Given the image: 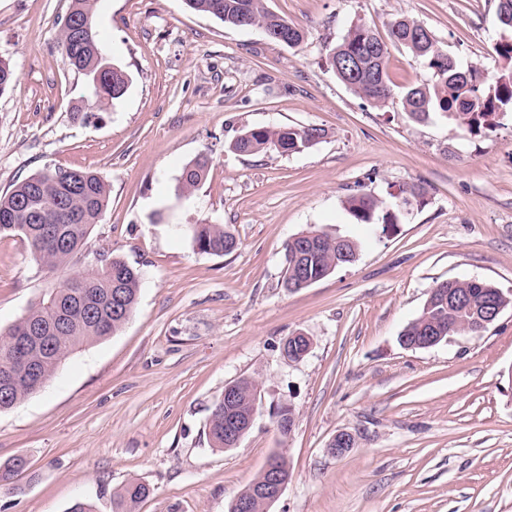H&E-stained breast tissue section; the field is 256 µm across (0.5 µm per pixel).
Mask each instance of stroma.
<instances>
[{
    "mask_svg": "<svg viewBox=\"0 0 512 512\" xmlns=\"http://www.w3.org/2000/svg\"><path fill=\"white\" fill-rule=\"evenodd\" d=\"M71 0H0V57L16 72L0 95V194L54 166L109 187L85 248L123 257L144 280L130 319L84 345L43 391L0 413V512H112L128 481L138 512H228L276 451L292 478L269 512H512V306L480 335L409 349L401 330L437 283L479 278L512 295V121L478 135L444 117L373 105L326 61L356 24L386 35L423 23L462 65L512 71L496 0H266L302 28L290 47L231 27L183 0H96L94 24L128 75L124 96L91 110L87 79L57 34ZM317 126L316 145L240 154L243 130ZM210 160L189 195L185 165ZM425 203L390 233L354 223L347 197L405 185ZM221 224L228 255L199 252L185 228ZM357 239V260L296 292L282 288L283 245L307 231ZM64 273L41 270L25 241L0 236V332ZM312 340L283 358L295 333ZM261 391L250 431L229 450L207 423L227 384ZM293 410L281 436L275 413ZM353 433L345 455L337 432ZM149 488L140 482L131 481L112 495L113 512H136L139 503L148 497Z\"/></svg>",
    "mask_w": 512,
    "mask_h": 512,
    "instance_id": "obj_1",
    "label": "stroma"
}]
</instances>
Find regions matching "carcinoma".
I'll list each match as a JSON object with an SVG mask.
<instances>
[{
	"instance_id": "1",
	"label": "carcinoma",
	"mask_w": 512,
	"mask_h": 512,
	"mask_svg": "<svg viewBox=\"0 0 512 512\" xmlns=\"http://www.w3.org/2000/svg\"><path fill=\"white\" fill-rule=\"evenodd\" d=\"M95 0H72L61 24L58 44L69 65L92 83L95 101L91 108L102 110L121 98L128 87L124 70L100 73L105 56L93 25ZM195 12L213 16L235 27H259L279 43L295 46L303 32L287 19L273 13L264 0H185ZM496 18L512 28V0H498ZM406 48L412 58L430 72L429 80L409 87L400 105L417 121L440 113L467 125L472 130L492 127L495 119L512 115V74L494 82L475 66L461 67L443 50L423 24L396 19L388 35L380 37L364 25L351 27L341 41L329 49L327 63L347 87L372 103L384 106L392 96L388 73L389 45ZM325 131L308 127H257L245 130L232 144L240 154L274 150L282 154L298 152L320 141ZM207 162L189 163L181 175L182 189L190 194L204 180ZM108 185L91 171L56 167L34 173L7 193L0 195V234H16L49 272L80 261L93 226L99 223L108 202ZM424 202V188L412 184L399 189L386 202L371 193L348 197L346 208L358 224H372L387 231L397 227ZM188 234L196 248L205 254L224 256L237 249L233 233L222 224H191ZM315 247L303 249L304 239L288 240L284 245L283 287L301 280L315 282L336 268L349 264L343 253L356 257L360 245L348 237L314 232ZM142 272L124 259L107 255L97 267H87L59 288L48 289L30 311L0 334V369L12 358V341L32 328L51 337L50 345L37 353L41 379L48 381L61 363L80 346L104 339L119 331L131 316L142 284ZM491 284L479 279L446 280L431 288L420 315L408 323L402 336L415 348L427 347L430 337L439 342L448 337L480 335L490 325L484 321V295ZM457 303H448V296ZM0 391V412L9 410L37 393L36 384L25 380ZM238 401L236 414L244 417L253 408L259 386L242 379L234 382ZM213 444L224 447V401L215 402L208 421ZM149 488L131 481L112 495V512H136L148 497Z\"/></svg>"
}]
</instances>
